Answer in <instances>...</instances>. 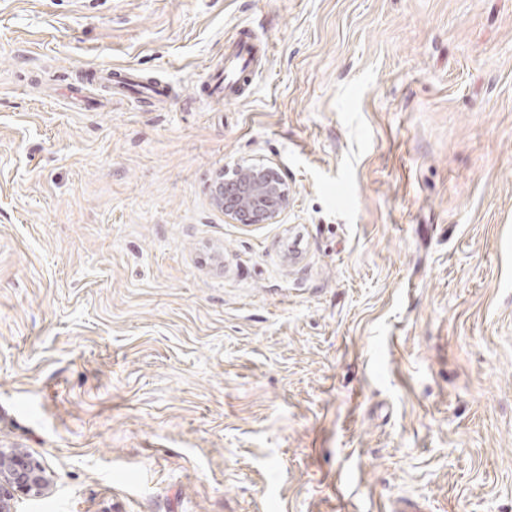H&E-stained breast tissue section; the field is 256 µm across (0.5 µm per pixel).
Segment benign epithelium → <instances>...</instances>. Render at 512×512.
<instances>
[{"label":"benign epithelium","mask_w":512,"mask_h":512,"mask_svg":"<svg viewBox=\"0 0 512 512\" xmlns=\"http://www.w3.org/2000/svg\"><path fill=\"white\" fill-rule=\"evenodd\" d=\"M214 204L239 224L278 223L288 208V187L278 168L271 165H236L224 169L212 191ZM53 484L49 468L20 451L0 450V512H14L18 497L41 498Z\"/></svg>","instance_id":"obj_1"}]
</instances>
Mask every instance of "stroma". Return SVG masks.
Returning <instances> with one entry per match:
<instances>
[{"label":"stroma","instance_id":"obj_1","mask_svg":"<svg viewBox=\"0 0 512 512\" xmlns=\"http://www.w3.org/2000/svg\"><path fill=\"white\" fill-rule=\"evenodd\" d=\"M0 449L16 512H512V0H0ZM253 49L249 41L241 40L234 43L232 51L225 55L224 70L215 83V90L224 95V102L239 99L243 83L254 79ZM130 72L109 69V68H89L86 71V80L81 82L82 85L77 84L68 89L66 94L67 104L73 108L81 109L85 103V90L90 86H96L99 82H107L112 86V98L116 100H124L128 97L129 100H137L141 93H135L131 90L138 86L132 84L130 79L126 76ZM214 204L239 224L278 223L288 208V187L282 173L271 165H236L224 169L212 191ZM53 484L49 468L37 458L20 451L0 450V511L14 512L18 497L41 498Z\"/></svg>","mask_w":512,"mask_h":512}]
</instances>
